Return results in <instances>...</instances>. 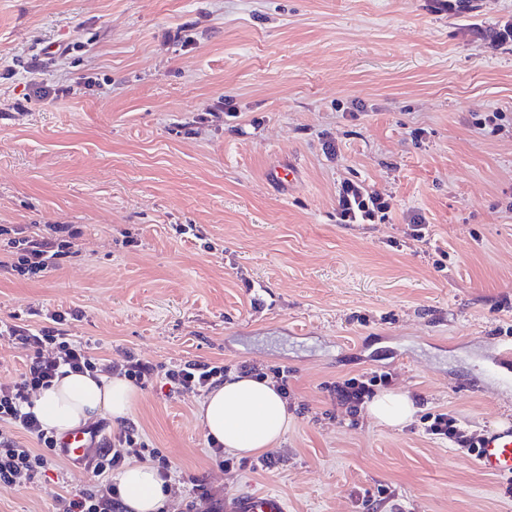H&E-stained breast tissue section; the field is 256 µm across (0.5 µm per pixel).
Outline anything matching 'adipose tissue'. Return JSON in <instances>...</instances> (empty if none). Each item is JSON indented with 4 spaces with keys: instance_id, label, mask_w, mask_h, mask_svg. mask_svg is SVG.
Listing matches in <instances>:
<instances>
[{
    "instance_id": "obj_1",
    "label": "adipose tissue",
    "mask_w": 512,
    "mask_h": 512,
    "mask_svg": "<svg viewBox=\"0 0 512 512\" xmlns=\"http://www.w3.org/2000/svg\"><path fill=\"white\" fill-rule=\"evenodd\" d=\"M137 398L136 387L112 375L70 373L53 379L32 398V412L43 428L63 434L93 421L101 414L126 418ZM379 424L401 427L415 412L407 395L396 390L376 394L367 407ZM198 418L212 441L234 454L263 453L288 430V404L269 380L232 373L209 391L199 405ZM127 512H161L167 495L158 470L132 463L119 475Z\"/></svg>"
}]
</instances>
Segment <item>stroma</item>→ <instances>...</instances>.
<instances>
[{
    "label": "stroma",
    "instance_id": "stroma-1",
    "mask_svg": "<svg viewBox=\"0 0 512 512\" xmlns=\"http://www.w3.org/2000/svg\"><path fill=\"white\" fill-rule=\"evenodd\" d=\"M474 3L0 0V226L77 231L24 276L0 235V321L69 314L106 366L288 372L267 469L212 460L199 394L141 389L127 420L171 462L164 512L240 491L288 512H512L498 476L420 421H512V373L491 362L512 328V0ZM491 112L495 133L477 123ZM288 162L296 182L270 183ZM348 183L386 217L340 221ZM375 371L414 400L410 424L326 390ZM96 483L66 461L0 486V512H59Z\"/></svg>",
    "mask_w": 512,
    "mask_h": 512
}]
</instances>
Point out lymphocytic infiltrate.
Segmentation results:
<instances>
[{
  "instance_id": "1",
  "label": "lymphocytic infiltrate",
  "mask_w": 512,
  "mask_h": 512,
  "mask_svg": "<svg viewBox=\"0 0 512 512\" xmlns=\"http://www.w3.org/2000/svg\"><path fill=\"white\" fill-rule=\"evenodd\" d=\"M339 207L343 221L364 224L387 214L390 204L381 197L364 196L359 186L348 184L340 193ZM72 236V230L62 226L51 237L19 241L16 270L23 274L45 271L52 260L67 254ZM65 320L64 314L55 312L48 316L46 326L36 332L19 325L7 329L26 350L27 361L18 381L0 385V485L16 486L31 480L36 474L56 468L61 459L55 433L44 429L27 409L31 391L50 385L66 369L81 373L100 370L95 342L69 336L63 327ZM48 347L53 348V355H45ZM108 371L139 387L155 380L176 390L206 393L223 382L229 368L198 360L166 367L130 355L124 362L110 365ZM386 381V376L374 373L333 383L328 390L336 402L354 411L372 397L375 386ZM422 421L423 431L430 438L449 442L462 454L475 457L477 442L454 412L436 410L424 414ZM133 458L154 462L160 474L169 472V460L151 448L146 436L133 424L124 426L112 442L102 447L94 471L99 476L108 475ZM62 503V512H121L122 509L119 488L112 483L69 494Z\"/></svg>"
}]
</instances>
